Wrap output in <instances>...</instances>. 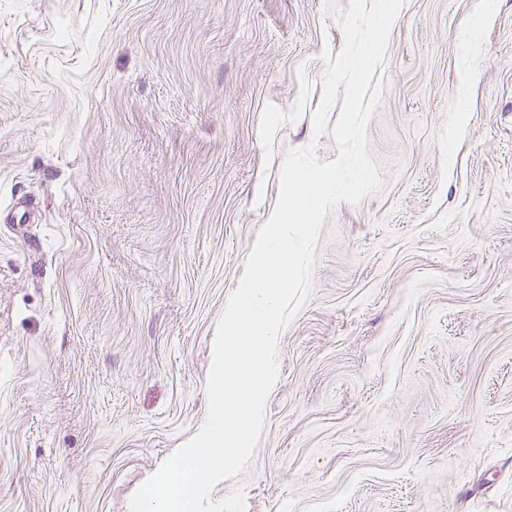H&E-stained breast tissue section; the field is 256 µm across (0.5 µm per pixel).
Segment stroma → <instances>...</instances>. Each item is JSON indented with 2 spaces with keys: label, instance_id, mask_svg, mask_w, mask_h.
Returning a JSON list of instances; mask_svg holds the SVG:
<instances>
[{
  "label": "stroma",
  "instance_id": "stroma-1",
  "mask_svg": "<svg viewBox=\"0 0 512 512\" xmlns=\"http://www.w3.org/2000/svg\"><path fill=\"white\" fill-rule=\"evenodd\" d=\"M482 2L404 0L381 186L327 216L252 462L212 500L512 512V0ZM326 4L0 0V512H131L202 429L284 154L338 155Z\"/></svg>",
  "mask_w": 512,
  "mask_h": 512
}]
</instances>
